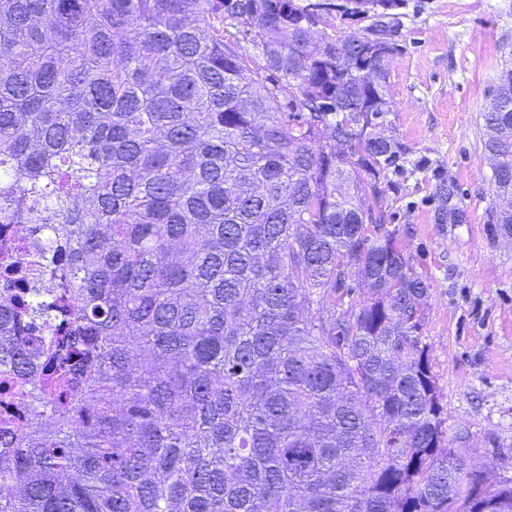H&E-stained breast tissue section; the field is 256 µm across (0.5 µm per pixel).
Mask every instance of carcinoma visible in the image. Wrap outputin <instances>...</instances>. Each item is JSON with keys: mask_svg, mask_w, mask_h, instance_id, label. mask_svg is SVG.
Here are the masks:
<instances>
[{"mask_svg": "<svg viewBox=\"0 0 512 512\" xmlns=\"http://www.w3.org/2000/svg\"><path fill=\"white\" fill-rule=\"evenodd\" d=\"M375 2L0 0V224L39 269L0 274V512H512L450 461L429 285L382 230L425 162L377 133ZM483 119L512 238L507 63Z\"/></svg>", "mask_w": 512, "mask_h": 512, "instance_id": "obj_1", "label": "carcinoma"}]
</instances>
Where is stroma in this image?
<instances>
[{"label":"stroma","instance_id":"35a3bbf8","mask_svg":"<svg viewBox=\"0 0 512 512\" xmlns=\"http://www.w3.org/2000/svg\"><path fill=\"white\" fill-rule=\"evenodd\" d=\"M408 3L404 51L388 78L397 110L384 133L445 168L462 220L436 223L428 170L405 173L389 206L399 245L430 283L422 336L447 425L472 423L461 454L495 475L512 465V241L487 222L499 200L482 113L512 58V0Z\"/></svg>","mask_w":512,"mask_h":512}]
</instances>
